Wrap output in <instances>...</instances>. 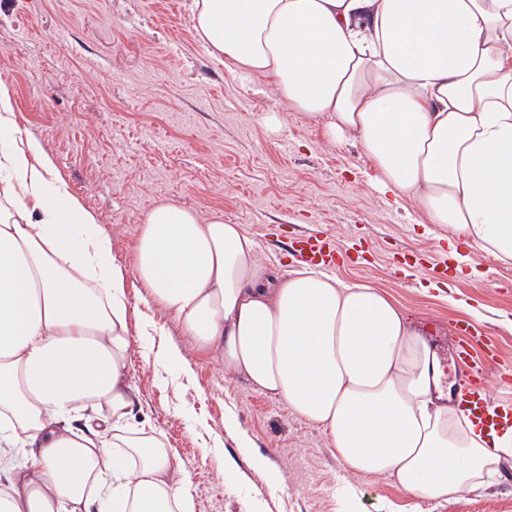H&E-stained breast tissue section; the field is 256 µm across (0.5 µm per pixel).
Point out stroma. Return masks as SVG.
Instances as JSON below:
<instances>
[{"label":"stroma","instance_id":"stroma-1","mask_svg":"<svg viewBox=\"0 0 512 512\" xmlns=\"http://www.w3.org/2000/svg\"><path fill=\"white\" fill-rule=\"evenodd\" d=\"M194 0H0V81L15 132L34 137L71 195L93 214L125 272L133 341L132 424L159 436L181 460L194 512H512V461L497 485L437 504L374 476H351L321 431L287 405L225 375L194 349L176 321L146 306L132 253L142 214L174 200L241 225L260 258L293 270L306 231L370 252L338 263L336 278L366 282L406 310L436 344L446 383L462 376L452 348L469 322L512 370V266L480 260L459 276L437 225L413 204L372 186L360 146H329L321 125L291 111L264 79L224 65L194 28ZM284 127L265 123L269 113ZM443 262L446 275H427ZM184 353L163 366L161 347ZM282 474L267 487L255 456Z\"/></svg>","mask_w":512,"mask_h":512}]
</instances>
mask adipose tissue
Wrapping results in <instances>:
<instances>
[{"mask_svg": "<svg viewBox=\"0 0 512 512\" xmlns=\"http://www.w3.org/2000/svg\"><path fill=\"white\" fill-rule=\"evenodd\" d=\"M194 21L230 71L358 143L460 266L474 248L512 265V0H195ZM53 174L35 138L0 149V512H191L181 461L125 423V274ZM133 267L147 303L349 472L447 502L512 459V426L443 403L434 347L372 285L274 273L240 225L174 201L142 215Z\"/></svg>", "mask_w": 512, "mask_h": 512, "instance_id": "ef3b65f1", "label": "adipose tissue"}]
</instances>
